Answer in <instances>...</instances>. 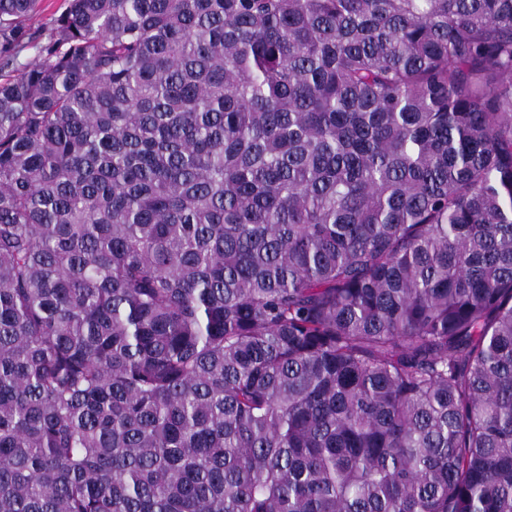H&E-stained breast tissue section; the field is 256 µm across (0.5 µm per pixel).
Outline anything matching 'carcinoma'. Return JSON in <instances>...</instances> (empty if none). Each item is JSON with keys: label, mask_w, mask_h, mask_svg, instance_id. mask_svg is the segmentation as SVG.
<instances>
[{"label": "carcinoma", "mask_w": 512, "mask_h": 512, "mask_svg": "<svg viewBox=\"0 0 512 512\" xmlns=\"http://www.w3.org/2000/svg\"><path fill=\"white\" fill-rule=\"evenodd\" d=\"M0 0V512H512V0ZM39 1L37 12L27 22L32 42L19 53L14 68H22L35 60L36 46L47 42V35L54 25L55 18L64 9L66 0Z\"/></svg>", "instance_id": "cac0c4a2"}]
</instances>
